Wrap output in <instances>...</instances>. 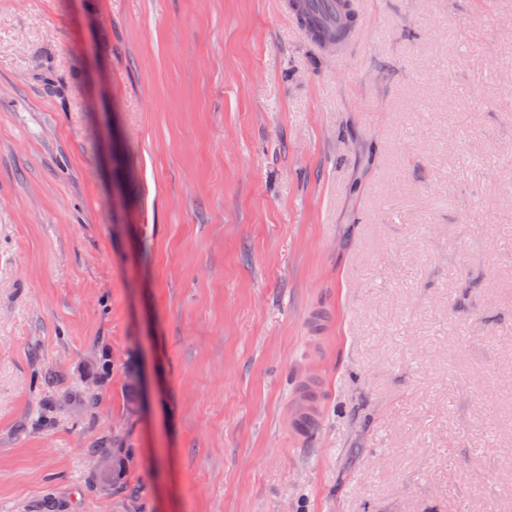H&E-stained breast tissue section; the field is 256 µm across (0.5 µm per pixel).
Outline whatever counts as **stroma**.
<instances>
[{
    "label": "stroma",
    "instance_id": "1",
    "mask_svg": "<svg viewBox=\"0 0 512 512\" xmlns=\"http://www.w3.org/2000/svg\"><path fill=\"white\" fill-rule=\"evenodd\" d=\"M284 2L0 0V512H512V0ZM336 2H339L336 4ZM348 1L296 0L294 7L306 30L320 42L332 40L336 46L349 37L354 15ZM298 410L294 411L292 431L298 441H306L320 420V397L316 387L304 382L298 389Z\"/></svg>",
    "mask_w": 512,
    "mask_h": 512
}]
</instances>
